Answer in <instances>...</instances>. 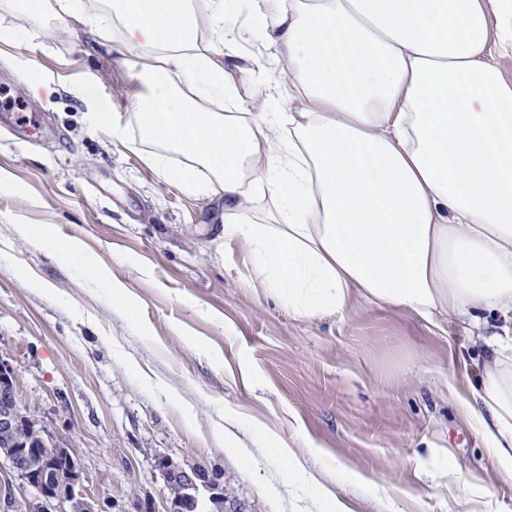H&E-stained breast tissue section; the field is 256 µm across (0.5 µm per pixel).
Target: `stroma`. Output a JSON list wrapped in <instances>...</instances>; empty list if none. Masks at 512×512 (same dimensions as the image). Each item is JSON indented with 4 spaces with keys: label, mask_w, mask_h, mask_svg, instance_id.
Returning <instances> with one entry per match:
<instances>
[{
    "label": "stroma",
    "mask_w": 512,
    "mask_h": 512,
    "mask_svg": "<svg viewBox=\"0 0 512 512\" xmlns=\"http://www.w3.org/2000/svg\"><path fill=\"white\" fill-rule=\"evenodd\" d=\"M131 67L0 0V91L38 125L0 122V359L96 512H165L158 454L203 466L248 512H331L309 482L282 485L250 442L263 434L350 512H512V480L461 405L483 346L454 321L360 300L341 318L288 312L225 238L222 201L131 150ZM278 72L255 38L224 54L250 112L293 111ZM232 420L248 451L217 435Z\"/></svg>",
    "instance_id": "35a3bbf8"
}]
</instances>
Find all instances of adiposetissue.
Returning a JSON list of instances; mask_svg holds the SVG:
<instances>
[{
    "label": "adipose tissue",
    "mask_w": 512,
    "mask_h": 512,
    "mask_svg": "<svg viewBox=\"0 0 512 512\" xmlns=\"http://www.w3.org/2000/svg\"><path fill=\"white\" fill-rule=\"evenodd\" d=\"M230 2L203 0L201 38L186 0L94 13L29 0L62 30L142 51L132 120L155 147L148 163L188 193H222L225 237L246 241L267 293L296 317L343 314L356 296L454 319L481 342L485 383L465 409L512 479V83L498 62L512 55V0H250L304 98L257 117L224 80L239 36ZM342 35L346 77L329 50ZM214 99L224 111L208 109ZM172 151L186 167H171ZM265 197L270 220L253 222Z\"/></svg>",
    "instance_id": "ef3b65f1"
}]
</instances>
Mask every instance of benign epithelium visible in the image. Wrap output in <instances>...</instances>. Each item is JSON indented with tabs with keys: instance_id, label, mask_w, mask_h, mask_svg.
Returning a JSON list of instances; mask_svg holds the SVG:
<instances>
[{
	"instance_id": "benign-epithelium-1",
	"label": "benign epithelium",
	"mask_w": 512,
	"mask_h": 512,
	"mask_svg": "<svg viewBox=\"0 0 512 512\" xmlns=\"http://www.w3.org/2000/svg\"><path fill=\"white\" fill-rule=\"evenodd\" d=\"M22 408L15 384L12 366L0 360V435L11 441L22 420ZM9 469L36 492L38 512H95L92 501L81 491L82 479L77 468H72L70 478L58 481L56 457L44 454L39 460L31 459L30 451L13 448L3 454ZM154 467L164 479L169 490L165 497V512H191V505L199 499V491L209 492L212 512H245L241 502L224 495V489L213 482L209 474L195 466H182L165 455H158ZM181 493L173 494V488Z\"/></svg>"
}]
</instances>
